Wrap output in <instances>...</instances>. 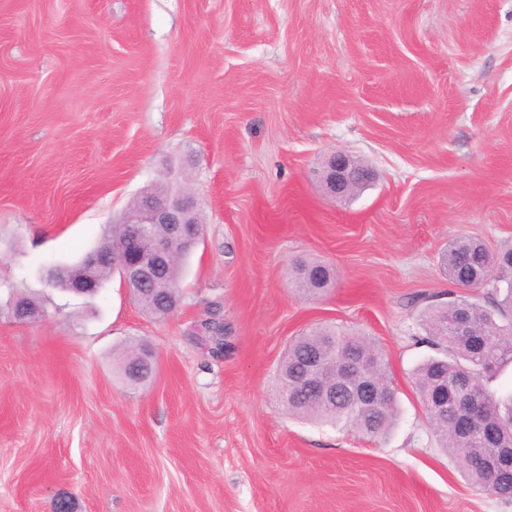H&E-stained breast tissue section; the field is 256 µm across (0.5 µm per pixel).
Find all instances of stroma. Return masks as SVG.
<instances>
[{"instance_id":"35a3bbf8","label":"stroma","mask_w":512,"mask_h":512,"mask_svg":"<svg viewBox=\"0 0 512 512\" xmlns=\"http://www.w3.org/2000/svg\"><path fill=\"white\" fill-rule=\"evenodd\" d=\"M333 152L374 174L344 201ZM172 179L204 226L173 314L116 277L45 286ZM461 235L512 247V0H0V281L44 309L0 314V512H512L412 382L421 310L463 293L441 267ZM311 258L336 271L314 300L289 285ZM215 309L218 357L196 335ZM325 323L383 349L385 437L285 408L282 354ZM137 342L158 360L138 385Z\"/></svg>"}]
</instances>
